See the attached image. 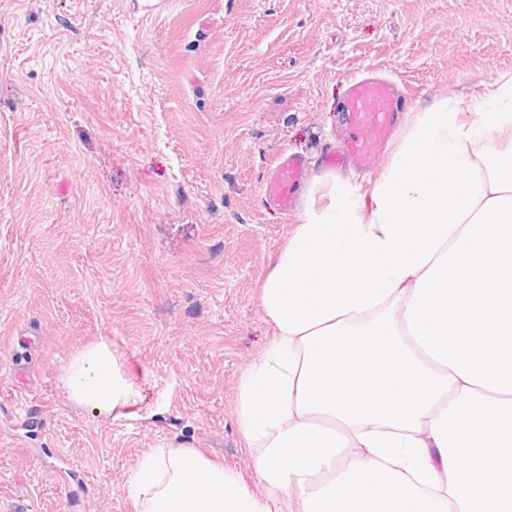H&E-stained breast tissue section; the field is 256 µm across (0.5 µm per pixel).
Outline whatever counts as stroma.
Masks as SVG:
<instances>
[{"instance_id":"35a3bbf8","label":"stroma","mask_w":512,"mask_h":512,"mask_svg":"<svg viewBox=\"0 0 512 512\" xmlns=\"http://www.w3.org/2000/svg\"><path fill=\"white\" fill-rule=\"evenodd\" d=\"M367 68L414 112L474 101L512 0H0V512H134L152 448L262 494L234 409L295 216L261 186L282 152L320 171ZM101 341L141 370L120 418L58 383Z\"/></svg>"}]
</instances>
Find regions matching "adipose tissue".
<instances>
[{
    "label": "adipose tissue",
    "instance_id": "1",
    "mask_svg": "<svg viewBox=\"0 0 512 512\" xmlns=\"http://www.w3.org/2000/svg\"><path fill=\"white\" fill-rule=\"evenodd\" d=\"M303 197L237 387L265 494L153 448L135 512H512V72L409 113L376 178L322 172ZM59 383L107 416L138 394L103 342Z\"/></svg>",
    "mask_w": 512,
    "mask_h": 512
}]
</instances>
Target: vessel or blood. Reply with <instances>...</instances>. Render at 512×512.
I'll return each instance as SVG.
<instances>
[{
  "label": "vessel or blood",
  "mask_w": 512,
  "mask_h": 512,
  "mask_svg": "<svg viewBox=\"0 0 512 512\" xmlns=\"http://www.w3.org/2000/svg\"><path fill=\"white\" fill-rule=\"evenodd\" d=\"M406 110L407 102L393 80L369 73L350 79L341 101V118L348 134L341 146L327 155L326 167L352 164L370 168L373 159L386 150L399 116ZM305 172L300 156L281 154L263 181L268 203L284 213L293 211Z\"/></svg>",
  "instance_id": "1"
}]
</instances>
